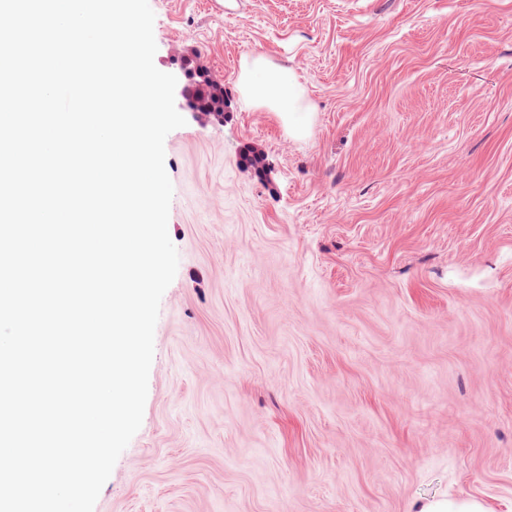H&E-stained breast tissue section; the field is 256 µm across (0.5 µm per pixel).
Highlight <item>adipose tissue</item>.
Masks as SVG:
<instances>
[{
    "mask_svg": "<svg viewBox=\"0 0 512 512\" xmlns=\"http://www.w3.org/2000/svg\"><path fill=\"white\" fill-rule=\"evenodd\" d=\"M237 83L250 103L275 112L289 135L303 138L309 134L312 107L292 72L260 55L242 61Z\"/></svg>",
    "mask_w": 512,
    "mask_h": 512,
    "instance_id": "adipose-tissue-1",
    "label": "adipose tissue"
}]
</instances>
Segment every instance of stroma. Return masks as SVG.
Returning <instances> with one entry per match:
<instances>
[{
  "instance_id": "35a3bbf8",
  "label": "stroma",
  "mask_w": 512,
  "mask_h": 512,
  "mask_svg": "<svg viewBox=\"0 0 512 512\" xmlns=\"http://www.w3.org/2000/svg\"><path fill=\"white\" fill-rule=\"evenodd\" d=\"M228 2L149 0L156 67L227 108L165 139L179 265L94 512H512V0ZM255 55L307 137L246 101ZM237 83L250 103L275 112L289 135L303 138L310 133L312 107L292 72L260 55L242 61ZM486 502L473 495L439 497L419 501L412 512H491Z\"/></svg>"
}]
</instances>
